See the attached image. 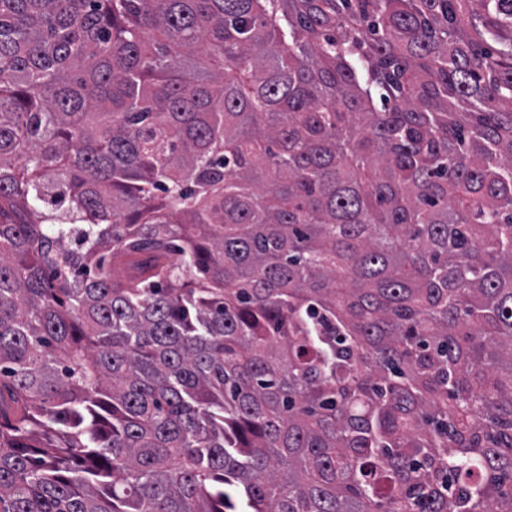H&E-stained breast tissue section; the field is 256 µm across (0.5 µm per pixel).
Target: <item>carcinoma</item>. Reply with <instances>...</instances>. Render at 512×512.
<instances>
[{
	"label": "carcinoma",
	"mask_w": 512,
	"mask_h": 512,
	"mask_svg": "<svg viewBox=\"0 0 512 512\" xmlns=\"http://www.w3.org/2000/svg\"><path fill=\"white\" fill-rule=\"evenodd\" d=\"M0 512H512V0H0Z\"/></svg>",
	"instance_id": "cac0c4a2"
}]
</instances>
